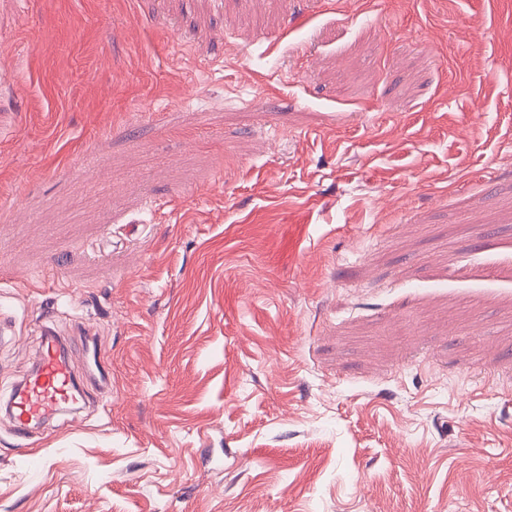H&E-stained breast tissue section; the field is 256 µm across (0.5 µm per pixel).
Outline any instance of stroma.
<instances>
[{"label": "stroma", "mask_w": 512, "mask_h": 512, "mask_svg": "<svg viewBox=\"0 0 512 512\" xmlns=\"http://www.w3.org/2000/svg\"><path fill=\"white\" fill-rule=\"evenodd\" d=\"M512 0H0V512H512ZM79 351L62 346L51 328L42 336L32 374L12 391L8 408L14 428L28 437L29 428L44 424L63 410L76 409L80 395L75 364Z\"/></svg>", "instance_id": "35a3bbf8"}]
</instances>
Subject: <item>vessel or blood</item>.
<instances>
[{"label": "vessel or blood", "mask_w": 512, "mask_h": 512, "mask_svg": "<svg viewBox=\"0 0 512 512\" xmlns=\"http://www.w3.org/2000/svg\"><path fill=\"white\" fill-rule=\"evenodd\" d=\"M78 358V351L63 346L54 332H46L32 374L9 397L8 408L17 431L28 434L32 425L49 422L60 411L75 409L79 402L75 371Z\"/></svg>", "instance_id": "b4317fda"}]
</instances>
